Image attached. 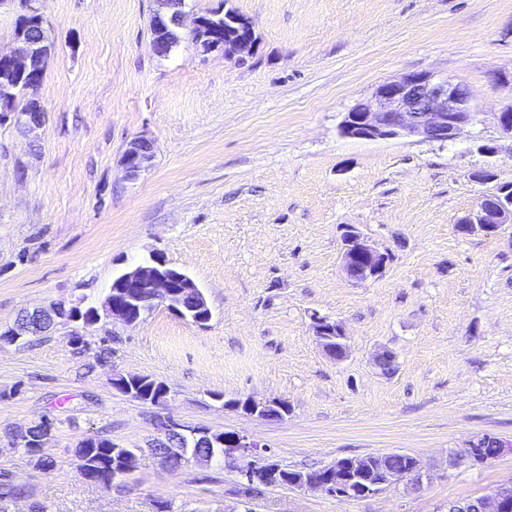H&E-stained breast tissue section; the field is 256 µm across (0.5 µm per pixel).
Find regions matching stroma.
Returning a JSON list of instances; mask_svg holds the SVG:
<instances>
[{
  "mask_svg": "<svg viewBox=\"0 0 512 512\" xmlns=\"http://www.w3.org/2000/svg\"><path fill=\"white\" fill-rule=\"evenodd\" d=\"M260 40L245 65L151 43L153 0H41L55 52L32 131L0 123V328L51 301L100 305L113 277L154 251L185 270L212 312L203 326L157 306L137 325L101 319L86 350L57 329L0 346V474L9 512H222L238 500L233 462L170 470L150 451L160 418L244 432L284 468L346 456H416L421 484L364 499L265 488L257 512H448L449 501L512 481V223L460 234L457 221L512 184V0H229ZM431 71L464 85L477 117L448 143L342 137L339 124L382 82ZM152 139L149 170L120 160ZM496 154L484 153V146ZM495 178L479 184L473 172ZM389 261L362 284L341 268L344 226ZM340 322L329 358L314 316ZM397 355L393 374L374 356ZM165 383L141 404L114 375ZM277 401L282 419L236 401ZM56 422L41 471L9 447ZM102 434L139 451L104 488L76 464ZM505 447L482 465L464 449ZM155 158V144L151 139L140 136L131 140L121 157L124 178L134 181L148 170Z\"/></svg>",
  "mask_w": 512,
  "mask_h": 512,
  "instance_id": "35a3bbf8",
  "label": "stroma"
}]
</instances>
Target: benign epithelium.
Returning <instances> with one entry per match:
<instances>
[{"label": "benign epithelium", "instance_id": "7a95c632", "mask_svg": "<svg viewBox=\"0 0 512 512\" xmlns=\"http://www.w3.org/2000/svg\"><path fill=\"white\" fill-rule=\"evenodd\" d=\"M164 2L155 0L156 7L150 16L156 31V38L152 39L155 51L162 50L163 38L185 33L196 41L206 40L210 53L221 50L231 53V59L239 65L257 52L259 38L255 24L250 19L224 14V20L234 25L232 40L225 43L214 33L215 24L208 17L198 14L191 16L183 9L169 12ZM11 4L18 5L22 11L20 19L39 24L43 22L36 0H0V7ZM51 53L52 48L38 30L19 27L12 49L0 53V99L13 96L18 79L37 71ZM9 118L16 126L32 130L45 123L46 110L38 99L32 97L26 111L14 112L10 117L0 113V121ZM475 120L476 113L472 111L467 89L427 71L406 74L398 80L379 84L370 99L357 102L345 113L340 132L345 138L367 141L400 137L448 142ZM154 158V142L143 136L134 138L121 157L124 178L136 180L151 167ZM511 221L512 193L505 195L494 192L483 196L478 209L458 221L457 230L464 235L490 233ZM342 241V269L351 281L364 283L383 274L388 255L380 252L357 228L345 227ZM119 280V287L105 296L101 310L93 312L92 321H98L103 314L125 325H135L142 320V314L159 304L184 318L186 314L175 302L176 281L181 284V292L193 296L195 304H206L194 279L169 265L160 253H153L149 259L130 267L119 275ZM42 309L59 314V325L68 329L70 336L80 334V326L88 325V322L81 321L75 307L64 302L51 301ZM314 332L323 350L330 357H336L328 344L334 336L345 339L342 326L326 317L317 316L314 318ZM38 335L40 331L35 328L23 332L10 326L0 329V343L12 345ZM273 407L282 408L284 404L251 399L243 411L265 418ZM157 436H175L182 441V447L170 448L165 452L161 462L167 466L174 464L182 468L197 464L199 456L194 449L187 447V439H199L210 442L212 447L218 449L216 458L237 462L236 472L240 483L246 485L260 481L268 486L279 483V469L271 461L270 449L245 433L214 432L204 426H188L167 418L157 423ZM364 476V462L338 458L315 473L301 472L292 488L351 499L356 484L363 485L360 497L366 498L405 482L396 475L385 483L366 487ZM449 508L450 512H509L512 509V483L499 486L476 503L458 500L450 503Z\"/></svg>", "mask_w": 512, "mask_h": 512}]
</instances>
